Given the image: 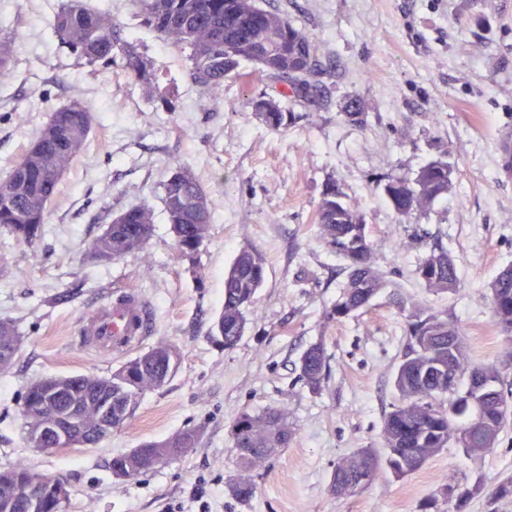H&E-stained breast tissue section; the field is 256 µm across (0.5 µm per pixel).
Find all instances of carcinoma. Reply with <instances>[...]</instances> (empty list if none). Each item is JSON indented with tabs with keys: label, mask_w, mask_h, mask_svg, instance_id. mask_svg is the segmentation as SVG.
<instances>
[{
	"label": "carcinoma",
	"mask_w": 512,
	"mask_h": 512,
	"mask_svg": "<svg viewBox=\"0 0 512 512\" xmlns=\"http://www.w3.org/2000/svg\"><path fill=\"white\" fill-rule=\"evenodd\" d=\"M138 5L144 23L159 40L189 48V75L207 101L224 93V79L242 76L244 62L282 83L295 102L312 98L318 91L316 77L322 68L311 34L276 10L258 7L255 0H138ZM49 25L77 64L96 72L119 62L129 78L151 81L146 62L133 41L122 36L112 14L90 9L86 0H62ZM13 43L14 35L0 32V79L10 72ZM253 107L273 130L296 119V113L281 111L273 101H256ZM92 122V107L79 99L52 113L9 176L0 181L1 231L30 246L42 238L48 206L63 174L83 149ZM453 173V165L440 156L420 167L413 177H389L382 193L406 222L448 197L453 190ZM162 202L176 233V249L194 260L209 236L212 215L205 191L188 166H176L163 185ZM315 223L327 247L347 261L343 289L324 311L327 322H341L370 306L391 284L375 264L374 244L362 214L334 181L326 185ZM153 224L150 204L128 208L112 221V231L97 237L93 246L114 260L143 253ZM415 275L433 291L459 290L457 268L448 251L439 245L430 246L421 257ZM264 283L262 255L251 246L241 248L225 273L224 306L212 324V336L224 349L233 348L244 335L249 315L254 312L255 296ZM490 292L495 325L512 337V265L498 272ZM392 304L407 320L408 343L395 380L401 401L384 420V456L362 449L337 465L333 483L347 487L349 493L358 490L361 477L372 479L383 467L397 477L416 471L451 441L467 452L488 450L512 421V407L498 389L497 368L492 364L465 365L467 332L460 321L439 313L427 314L398 295L392 297ZM19 344L14 326L0 322V348L8 350L12 358ZM177 361L176 351L161 342L123 363L112 376L100 377L94 383L73 376L36 380L22 397V413L35 415L26 426L35 432L66 415L76 403L82 423L93 427L101 417V395L109 390L112 415L120 413L128 418L144 393L166 383ZM326 364V350L320 342L309 346L300 357V378L313 393L323 388ZM450 375L466 381L470 395L486 383L493 386L494 397L485 402L478 421L469 422L466 397H448ZM229 434L243 471L231 482L230 492L246 501L254 493L246 472L285 447L292 436L288 411L245 410L232 422ZM47 479L20 463L0 470V484L16 487L23 498L30 491L47 490ZM511 498L510 474L491 485L489 499Z\"/></svg>",
	"instance_id": "1"
}]
</instances>
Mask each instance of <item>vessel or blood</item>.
Segmentation results:
<instances>
[{
    "instance_id": "obj_1",
    "label": "vessel or blood",
    "mask_w": 512,
    "mask_h": 512,
    "mask_svg": "<svg viewBox=\"0 0 512 512\" xmlns=\"http://www.w3.org/2000/svg\"><path fill=\"white\" fill-rule=\"evenodd\" d=\"M152 323V312L138 292L124 289L94 307L79 341L92 351L120 355L137 347L150 333Z\"/></svg>"
}]
</instances>
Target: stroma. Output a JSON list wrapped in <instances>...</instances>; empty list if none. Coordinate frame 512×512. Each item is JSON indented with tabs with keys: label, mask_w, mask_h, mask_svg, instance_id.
Segmentation results:
<instances>
[{
	"label": "stroma",
	"mask_w": 512,
	"mask_h": 512,
	"mask_svg": "<svg viewBox=\"0 0 512 512\" xmlns=\"http://www.w3.org/2000/svg\"><path fill=\"white\" fill-rule=\"evenodd\" d=\"M111 12L131 35L156 80L127 79L120 68L76 65L49 20L60 0H0V30L15 39L12 80L0 85V179L29 148L53 110L82 99L95 109L83 151L63 175L50 218L33 247L0 231V320L21 336L0 371V470L17 463L68 483L66 512H419L446 482L483 485L466 512H512V499L486 489L512 474V425L494 447L440 450L417 471L383 473L353 494L332 489L337 464L381 449L385 417L399 402L395 372L406 349L403 315L379 296L339 323L323 311L345 281V261L325 246L313 217L328 180L359 208L376 262L396 292L429 313L467 328L470 359L494 364L512 390V338L492 320L489 283L512 263V0H266L308 28L324 68L322 93L298 120L272 130L252 101L300 112L273 80L244 64L224 94L202 106L187 53L142 26L135 0H87ZM354 96L363 120L340 105ZM446 156L454 189L431 210L400 223L381 187L388 175L414 176ZM203 186L213 224L196 260L177 252L161 197L176 165ZM149 203L150 267L140 255L100 261L90 247L113 217ZM447 248L460 277L457 293H434L415 275L433 242ZM264 257L266 281L237 345L224 349L211 325L224 303V272L243 246ZM122 287L152 305L147 347L179 353L163 387L142 396L133 415L89 446L32 448L21 414L29 384L51 376L107 377L124 362L85 350L79 334L91 306ZM323 342L329 366L321 392L299 379V358ZM284 408L292 438L252 473L256 489L235 499L237 472L229 429L243 410ZM197 428L196 447L139 477L118 481L112 456Z\"/></svg>",
	"instance_id": "stroma-1"
}]
</instances>
